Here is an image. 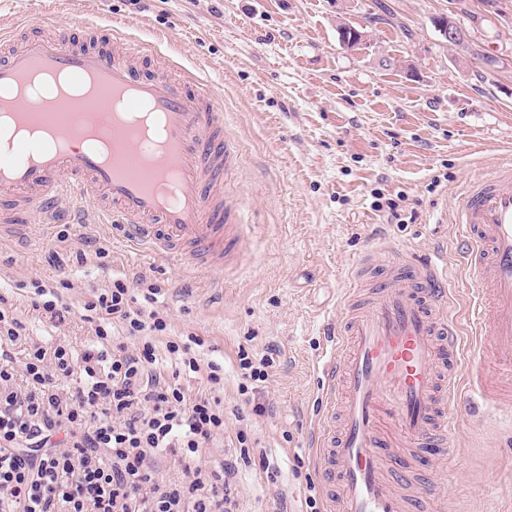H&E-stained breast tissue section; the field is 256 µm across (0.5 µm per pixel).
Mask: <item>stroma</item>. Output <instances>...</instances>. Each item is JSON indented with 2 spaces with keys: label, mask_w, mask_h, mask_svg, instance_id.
Listing matches in <instances>:
<instances>
[{
  "label": "stroma",
  "mask_w": 512,
  "mask_h": 512,
  "mask_svg": "<svg viewBox=\"0 0 512 512\" xmlns=\"http://www.w3.org/2000/svg\"><path fill=\"white\" fill-rule=\"evenodd\" d=\"M447 12L466 48L435 30ZM0 21L93 48L122 28L157 43L223 103L242 152L228 186L250 229L241 265L187 274L127 247L88 202L82 222L0 237V295L28 338L80 351L95 339L85 305L101 288L116 278L158 285L172 333L203 336L208 358L223 364L229 409L242 402L239 348L273 352L269 409L253 417L252 434L278 475L242 469L244 512H303L307 497L319 499L315 364L324 318L361 252L386 243L418 261L447 254L460 373L478 372L482 349L468 317L475 282L457 225L440 217L468 179L512 160V0H0ZM344 23L362 29L358 44L340 41ZM380 194L403 195L412 223H385L372 207ZM42 285L70 305L62 323L34 309ZM448 407L457 413L448 445L416 462L407 494L435 512H512V432L478 412L468 387Z\"/></svg>",
  "instance_id": "35a3bbf8"
}]
</instances>
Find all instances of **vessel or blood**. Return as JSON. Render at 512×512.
<instances>
[{"instance_id":"obj_1","label":"vessel or blood","mask_w":512,"mask_h":512,"mask_svg":"<svg viewBox=\"0 0 512 512\" xmlns=\"http://www.w3.org/2000/svg\"><path fill=\"white\" fill-rule=\"evenodd\" d=\"M0 113L63 138V149L17 140L0 153V234H18L64 202L97 201L100 223L120 225L126 240L188 271L236 265L247 224L224 183L240 164L224 132V108L193 76H159L146 67L148 45L75 48L63 35L17 34L0 27ZM36 72L92 80L96 94L76 106L16 92ZM162 120L165 149L149 158L125 135L106 102ZM96 127L112 130L113 160L83 144ZM465 264L478 285L470 317L487 338V372L470 382L483 403L512 422V161L470 180L455 211ZM443 254L415 263L389 252L351 268L336 314V342L323 364V413L313 450L329 512H406L393 489L410 455L446 445L455 419L445 411L458 372L460 330L449 310Z\"/></svg>"}]
</instances>
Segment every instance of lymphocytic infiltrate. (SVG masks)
Here are the masks:
<instances>
[{"mask_svg":"<svg viewBox=\"0 0 512 512\" xmlns=\"http://www.w3.org/2000/svg\"><path fill=\"white\" fill-rule=\"evenodd\" d=\"M158 292L148 286L140 306L124 280H113L87 305L97 315L95 344L78 352L32 341L20 362L11 349L24 325L0 308V512H240V467L271 468L266 453L250 455L249 422L266 410L261 385L273 359L239 350L238 392L252 411L234 409L238 428L225 435L224 368L200 358L204 340L194 334L157 347L168 330L153 307ZM111 324L124 339L109 336ZM184 375L202 376L205 389L185 387ZM220 438L223 463L197 466ZM167 455L185 480L157 478L155 461Z\"/></svg>","mask_w":512,"mask_h":512,"instance_id":"1","label":"lymphocytic infiltrate"}]
</instances>
